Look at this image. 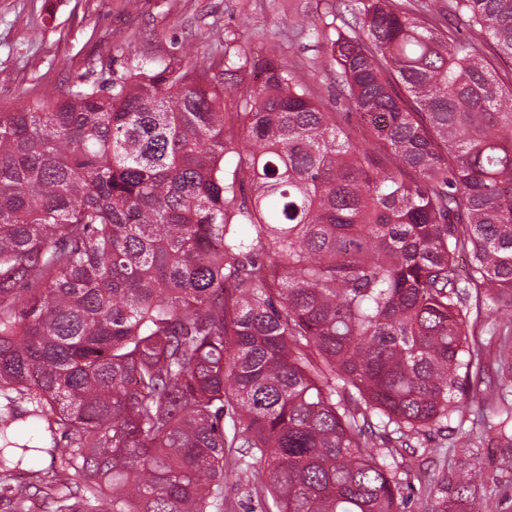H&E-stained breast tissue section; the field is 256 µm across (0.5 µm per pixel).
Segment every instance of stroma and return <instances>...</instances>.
Wrapping results in <instances>:
<instances>
[{
	"label": "stroma",
	"mask_w": 512,
	"mask_h": 512,
	"mask_svg": "<svg viewBox=\"0 0 512 512\" xmlns=\"http://www.w3.org/2000/svg\"><path fill=\"white\" fill-rule=\"evenodd\" d=\"M338 0H0V107L13 108L31 97L62 94L78 77L97 78L108 66L135 64L144 57L174 58L185 64L197 52L263 58L278 44L297 80L332 112L347 103L327 58V44L309 22H338ZM480 370L472 371L459 397L464 414L447 427H428L414 448L389 444L401 464V512H467L458 484L470 468L480 469L482 491L496 512H512V441L496 424L512 411V397L500 399L502 367H512V344L483 331ZM49 458L31 461L25 475L7 481L6 495L24 500L31 512H48L39 487Z\"/></svg>",
	"instance_id": "stroma-1"
}]
</instances>
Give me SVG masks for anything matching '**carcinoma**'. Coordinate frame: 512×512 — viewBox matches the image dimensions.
Masks as SVG:
<instances>
[{"mask_svg":"<svg viewBox=\"0 0 512 512\" xmlns=\"http://www.w3.org/2000/svg\"><path fill=\"white\" fill-rule=\"evenodd\" d=\"M346 5L326 36L372 146L270 51L143 59L0 109V480L55 512H398L378 444L465 411L512 329V0ZM466 256V277L458 258ZM50 466V459L47 457L36 458L27 467V472L20 478L8 480L0 483V488H7L4 491L5 497H10L14 501L23 499L27 506L31 507V512H48L50 506L43 499V490L41 478L45 476ZM36 488L40 490L36 491ZM247 475L250 476V473L229 478L224 483V512H260L259 508L251 509L256 505V500H249Z\"/></svg>","mask_w":512,"mask_h":512,"instance_id":"carcinoma-1","label":"carcinoma"}]
</instances>
